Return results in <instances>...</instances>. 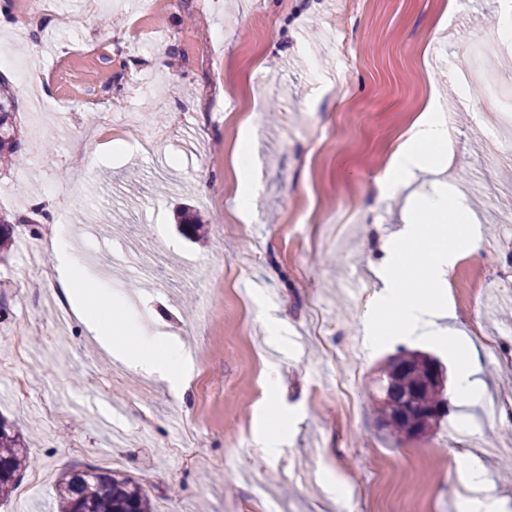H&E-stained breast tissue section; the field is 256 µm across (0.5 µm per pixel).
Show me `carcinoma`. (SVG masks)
<instances>
[{"mask_svg": "<svg viewBox=\"0 0 512 512\" xmlns=\"http://www.w3.org/2000/svg\"><path fill=\"white\" fill-rule=\"evenodd\" d=\"M15 100L10 89L0 82V157L8 164L17 161L20 139L14 117ZM16 225L0 217V253L14 243ZM429 355L405 352L388 361L379 387L377 410L393 431L410 435L415 428V414L423 404H439L444 394L434 387H422L421 366ZM402 364L410 370L400 377L401 395L390 393L392 372ZM22 434L12 423L0 417V502L12 498L30 462L24 451ZM58 512H151L149 499L141 486L130 478L88 466L68 473L56 485Z\"/></svg>", "mask_w": 512, "mask_h": 512, "instance_id": "cac0c4a2", "label": "carcinoma"}]
</instances>
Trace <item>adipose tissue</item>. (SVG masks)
Wrapping results in <instances>:
<instances>
[{
	"instance_id": "obj_1",
	"label": "adipose tissue",
	"mask_w": 512,
	"mask_h": 512,
	"mask_svg": "<svg viewBox=\"0 0 512 512\" xmlns=\"http://www.w3.org/2000/svg\"><path fill=\"white\" fill-rule=\"evenodd\" d=\"M448 122L440 107H427L409 137L394 152L390 166L377 185L380 198L405 194L408 215L388 248L391 260L377 271L382 287L378 310L369 326L371 339L385 336H425L434 332L448 338L457 361L454 397L464 412L461 428H468L469 407L484 399L473 341L459 335L451 321L456 314L444 304L448 276L458 251L481 259L484 241L474 230L477 217L463 191L439 193L443 176L453 162L448 149ZM238 210L242 220L253 215L254 201L261 189L255 173L253 138L243 136L236 154ZM50 250L57 261L69 304L77 318L104 348L120 360L160 373L175 388L183 386L187 355L178 345L162 346L157 331L140 322H130L135 336L132 349L112 347L111 291L97 287L95 276L82 265L66 227H59ZM466 512H504L503 499L482 461L466 455Z\"/></svg>"
}]
</instances>
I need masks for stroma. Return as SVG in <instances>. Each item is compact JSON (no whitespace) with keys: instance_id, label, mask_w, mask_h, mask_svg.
<instances>
[{"instance_id":"obj_1","label":"stroma","mask_w":512,"mask_h":512,"mask_svg":"<svg viewBox=\"0 0 512 512\" xmlns=\"http://www.w3.org/2000/svg\"><path fill=\"white\" fill-rule=\"evenodd\" d=\"M11 8L27 29L0 31L13 59L0 79L22 130L20 163L0 170V214L17 226L0 261V416L26 436V477L43 481L0 512H57V481L78 465L133 477L153 512H460L471 452L512 512V423L485 413L512 404V95L473 80L479 64L512 73V59L479 58L504 0ZM460 75L471 81L465 103ZM324 76L345 89L313 101ZM433 100L451 131L448 181L471 199L486 247L483 259L458 258L448 290L455 327L478 350L486 403L472 409L470 433L459 432L453 403L426 434L394 436L373 400L391 356L429 353L454 387L445 338L365 343L379 291L372 270L404 208L400 198L375 204L369 189ZM97 112L111 113L105 134L125 143L108 158L95 139L73 148ZM239 117L254 131L262 181L246 224L229 135ZM300 197L319 203L318 223L289 220ZM36 199L120 296L113 321L156 314L162 336L183 346L186 393L116 360L78 319L57 321L50 251L34 261L19 246L40 242ZM186 214L200 223L199 242L177 230ZM272 318L286 320L287 348L269 343ZM20 378L33 399H18ZM272 408L291 423L274 456L255 437ZM336 482L346 491L338 502L327 492Z\"/></svg>"}]
</instances>
